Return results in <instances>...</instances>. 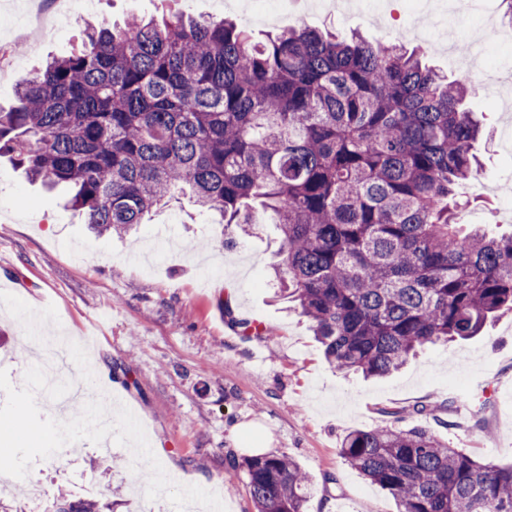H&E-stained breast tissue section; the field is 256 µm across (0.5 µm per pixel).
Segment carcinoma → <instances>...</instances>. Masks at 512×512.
<instances>
[{
	"mask_svg": "<svg viewBox=\"0 0 512 512\" xmlns=\"http://www.w3.org/2000/svg\"><path fill=\"white\" fill-rule=\"evenodd\" d=\"M475 87L422 56L308 26L263 44L226 19L180 14L89 27L0 112V151L69 190L99 235H123L189 189L233 236L257 203L278 224L280 294L326 361L389 375L428 344L478 335L512 310V232H463L455 188L475 176ZM233 236L224 243L233 242ZM339 454L398 512H512V463L419 429H358ZM257 512H305L285 455L237 458ZM55 512H99L58 495Z\"/></svg>",
	"mask_w": 512,
	"mask_h": 512,
	"instance_id": "obj_1",
	"label": "carcinoma"
}]
</instances>
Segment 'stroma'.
I'll use <instances>...</instances> for the list:
<instances>
[{
    "label": "stroma",
    "mask_w": 512,
    "mask_h": 512,
    "mask_svg": "<svg viewBox=\"0 0 512 512\" xmlns=\"http://www.w3.org/2000/svg\"><path fill=\"white\" fill-rule=\"evenodd\" d=\"M243 0H90L76 14L54 0L47 29L17 28V14H36L40 0H0V111L16 104L17 84L45 60L69 54L86 23L124 22L130 16L227 17L261 39L302 23L341 37L351 32L384 44L424 49L431 64L455 77L447 54L425 48L413 34L428 25L408 0H371L350 12L296 6L284 0L267 22L247 24ZM445 26L471 40L486 25H508L501 0L476 8L444 0ZM471 106L487 135L477 144L481 170L459 193L469 205L466 224L512 229V100L481 92ZM251 234L224 246L216 215L189 196L149 214L132 234L100 236L66 205L63 191L30 181L9 155H0V369L14 387L40 362L51 336L67 340L72 383L111 388L142 423L157 459L180 483L224 497L227 512H255L243 472L227 451L245 457L285 454L305 470L313 493L307 512H397L393 496L347 466L338 454L349 431L368 427L428 431L449 447L485 460L512 461V311L488 320L480 336L428 346L400 371L366 379L326 361L309 320L276 298L271 265L280 235L257 214ZM148 259L133 263L131 251ZM271 326L264 341L244 340L224 315ZM41 323H33L32 310ZM484 391L488 405L472 416L460 403ZM427 405L416 413L418 405ZM403 410L402 419L391 417ZM57 470L30 467L11 479L4 503L26 512H53L58 493L91 498L115 512H140L145 480L135 478L127 447L110 450L86 440L56 455Z\"/></svg>",
    "instance_id": "35a3bbf8"
}]
</instances>
